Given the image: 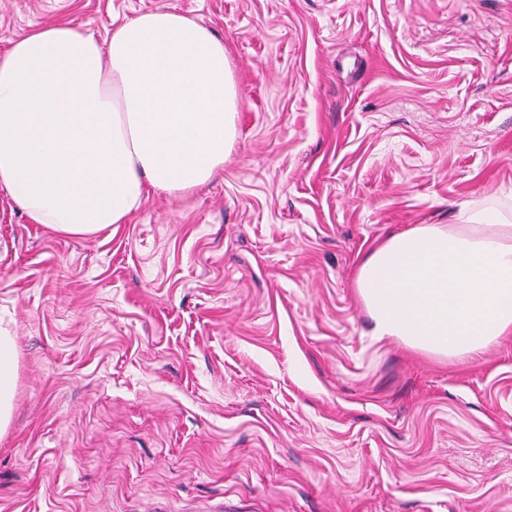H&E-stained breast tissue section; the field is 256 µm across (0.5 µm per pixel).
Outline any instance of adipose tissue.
<instances>
[{"instance_id": "ef3b65f1", "label": "adipose tissue", "mask_w": 512, "mask_h": 512, "mask_svg": "<svg viewBox=\"0 0 512 512\" xmlns=\"http://www.w3.org/2000/svg\"><path fill=\"white\" fill-rule=\"evenodd\" d=\"M236 140L224 43L167 9L97 39L45 25L0 55V188L31 223L89 237L124 223L151 192L208 183ZM355 288L379 337L445 358L512 332V205H461L452 224L392 235L360 263ZM19 351L0 325V436L12 422Z\"/></svg>"}]
</instances>
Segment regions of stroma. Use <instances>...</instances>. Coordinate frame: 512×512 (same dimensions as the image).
Segmentation results:
<instances>
[{"label": "stroma", "mask_w": 512, "mask_h": 512, "mask_svg": "<svg viewBox=\"0 0 512 512\" xmlns=\"http://www.w3.org/2000/svg\"><path fill=\"white\" fill-rule=\"evenodd\" d=\"M157 8L224 42L223 170L64 237L0 188V512H512V334L438 359L353 281L512 195V0H0V50ZM18 361L16 336L0 321V436L8 431L13 418Z\"/></svg>", "instance_id": "obj_1"}]
</instances>
